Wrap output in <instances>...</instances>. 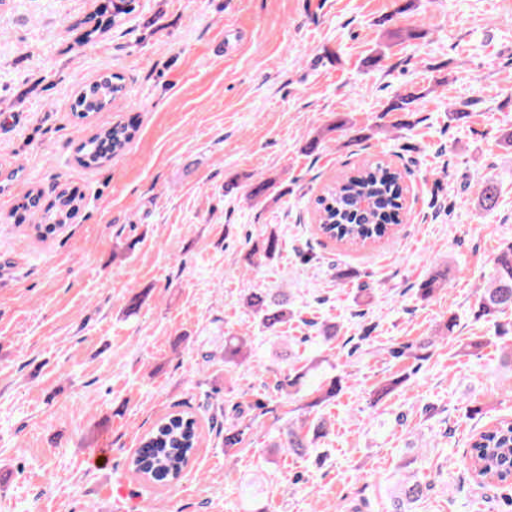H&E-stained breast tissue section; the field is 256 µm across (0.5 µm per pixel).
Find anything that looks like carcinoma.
I'll return each instance as SVG.
<instances>
[{
  "mask_svg": "<svg viewBox=\"0 0 512 512\" xmlns=\"http://www.w3.org/2000/svg\"><path fill=\"white\" fill-rule=\"evenodd\" d=\"M138 0H112V11L106 19L85 32L81 41L88 43L104 36L114 27H120L126 18L137 11ZM125 84L121 75L104 73L84 86L74 97L73 110L81 118L94 112H104L116 99L124 96ZM420 95L410 92L399 96L390 107L392 112H411ZM135 126L122 121L101 126L78 146L80 162L86 167H100L123 153L135 138ZM42 192L32 189L23 198L19 208L39 216L34 225L40 234H49L69 223L79 210L83 195L76 187L65 186L55 195L46 208L41 207ZM499 200V189L494 182L482 183L479 204L487 212L493 211ZM405 209L402 175L381 162L366 164L344 177L328 184L323 194L316 199V221L321 234L348 245L365 246L394 233L401 223ZM279 239L270 235L251 255L262 253L267 260L280 254ZM447 281V275L439 273L421 284L419 293L428 298ZM246 304L260 317V324L273 329L288 323L294 311L288 298L273 293L269 288H258L246 298ZM476 314L480 317H496L512 311V241L504 245L493 260V267L486 285L480 289L476 303ZM432 341L407 344L389 354L394 358L406 354L417 359L426 357L425 350ZM246 339L243 336L224 337V361L237 363L246 358ZM301 366L294 367L288 377L279 381L277 389L285 391L298 386H307L314 399L307 407L314 408L335 399L342 390V377L334 376L315 382L312 370L317 360L297 359ZM250 425L238 419L225 428L224 447L234 448L241 444ZM326 434V424L320 419L308 423L307 431L288 429V452L302 456L309 445ZM198 422L185 412H173L162 418L140 441L130 461V469L148 481L166 486L180 477L187 467L192 451L198 442ZM470 469L481 475V480L506 484L503 462L512 458V425L503 421L499 426L479 431L470 439ZM425 494L423 485L408 477L400 480L392 496L391 512H414V508Z\"/></svg>",
  "mask_w": 512,
  "mask_h": 512,
  "instance_id": "cac0c4a2",
  "label": "carcinoma"
}]
</instances>
